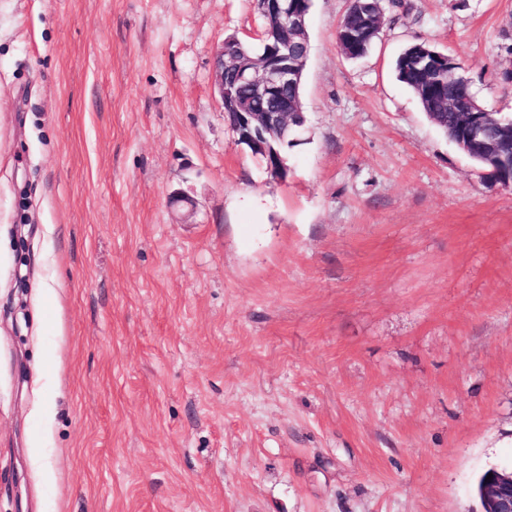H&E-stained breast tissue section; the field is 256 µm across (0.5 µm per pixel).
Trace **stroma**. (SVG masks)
<instances>
[{
	"label": "stroma",
	"mask_w": 512,
	"mask_h": 512,
	"mask_svg": "<svg viewBox=\"0 0 512 512\" xmlns=\"http://www.w3.org/2000/svg\"><path fill=\"white\" fill-rule=\"evenodd\" d=\"M313 0L286 178L212 53L254 0H0V512H481L512 467V187L393 63L512 115V0ZM380 0H350L336 29V41L349 59L365 56L379 38L383 10ZM428 49L444 58L432 72L424 71L418 64L419 57ZM448 62L453 65L448 66ZM461 69L454 58L439 51L426 42H415L406 47L396 58L394 70L396 78L403 83L418 99L423 110L433 119L434 125L441 131L455 127L458 134L464 132L462 116L467 112H491L484 108L471 94L465 79L458 74ZM480 108H483L481 111ZM490 124L487 135L495 140L511 142V128H499L495 121L501 117L491 112L484 115Z\"/></svg>",
	"instance_id": "stroma-1"
}]
</instances>
